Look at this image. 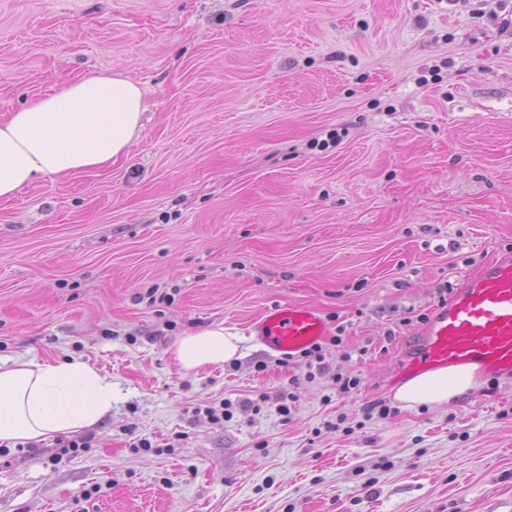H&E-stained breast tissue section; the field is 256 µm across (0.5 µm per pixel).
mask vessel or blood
Wrapping results in <instances>:
<instances>
[{
  "mask_svg": "<svg viewBox=\"0 0 512 512\" xmlns=\"http://www.w3.org/2000/svg\"><path fill=\"white\" fill-rule=\"evenodd\" d=\"M256 339L269 350L297 356L320 343L328 323L309 305L277 304L253 323ZM476 364L492 375H512V260L483 265L428 321L406 373Z\"/></svg>",
  "mask_w": 512,
  "mask_h": 512,
  "instance_id": "vessel-or-blood-1",
  "label": "vessel or blood"
}]
</instances>
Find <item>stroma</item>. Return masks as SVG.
Wrapping results in <instances>:
<instances>
[{"label":"stroma","instance_id":"35a3bbf8","mask_svg":"<svg viewBox=\"0 0 512 512\" xmlns=\"http://www.w3.org/2000/svg\"><path fill=\"white\" fill-rule=\"evenodd\" d=\"M510 16L512 0H0V121L88 72L131 76L146 104L112 166L0 200V363L112 381L91 447H0V512H512V380L444 406L394 397L442 289L512 252ZM150 288L171 303L137 302ZM277 303L343 328L328 373L253 343ZM215 324L240 358L182 370L173 343ZM262 394L220 424L197 411ZM377 401L386 418L367 417Z\"/></svg>","mask_w":512,"mask_h":512}]
</instances>
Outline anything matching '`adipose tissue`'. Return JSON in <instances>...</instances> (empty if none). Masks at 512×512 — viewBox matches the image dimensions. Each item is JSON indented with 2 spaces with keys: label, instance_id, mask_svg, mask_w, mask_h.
I'll list each match as a JSON object with an SVG mask.
<instances>
[{
  "label": "adipose tissue",
  "instance_id": "1",
  "mask_svg": "<svg viewBox=\"0 0 512 512\" xmlns=\"http://www.w3.org/2000/svg\"><path fill=\"white\" fill-rule=\"evenodd\" d=\"M143 91L130 77L89 74L52 87L0 122V199L41 175L68 177L105 168L141 128ZM240 338L215 325L172 346L187 371L232 361ZM473 365L428 371L406 380L395 398L405 406L445 405L477 385ZM112 409V383L81 361L0 364V441L39 442L75 434Z\"/></svg>",
  "mask_w": 512,
  "mask_h": 512
}]
</instances>
